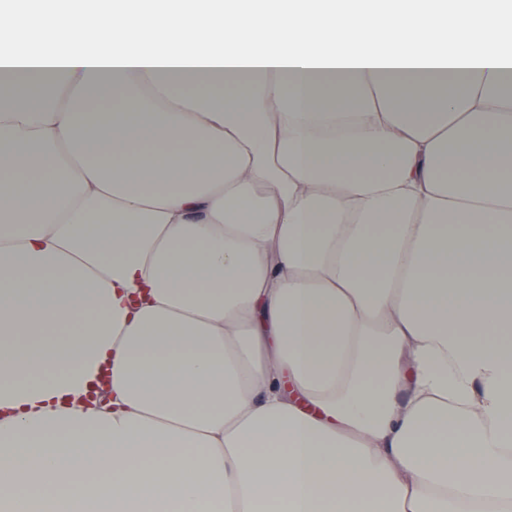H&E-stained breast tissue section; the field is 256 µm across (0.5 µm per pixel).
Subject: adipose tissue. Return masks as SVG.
Returning <instances> with one entry per match:
<instances>
[{
	"label": "adipose tissue",
	"instance_id": "adipose-tissue-1",
	"mask_svg": "<svg viewBox=\"0 0 512 512\" xmlns=\"http://www.w3.org/2000/svg\"><path fill=\"white\" fill-rule=\"evenodd\" d=\"M0 85V512H512L507 0L0 5Z\"/></svg>",
	"mask_w": 512,
	"mask_h": 512
}]
</instances>
